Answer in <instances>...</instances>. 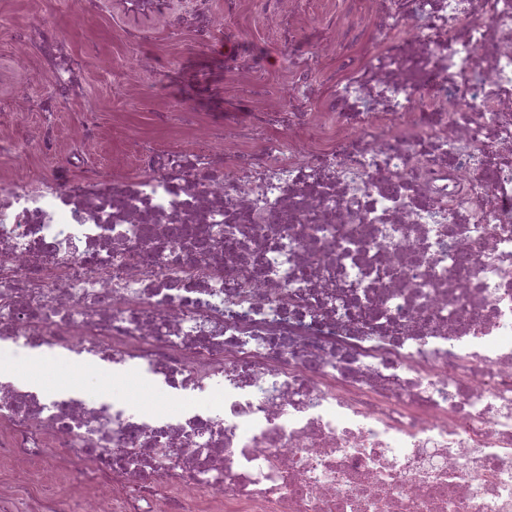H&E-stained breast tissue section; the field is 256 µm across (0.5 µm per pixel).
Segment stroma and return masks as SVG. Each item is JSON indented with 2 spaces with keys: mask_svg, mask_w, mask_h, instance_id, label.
Listing matches in <instances>:
<instances>
[{
  "mask_svg": "<svg viewBox=\"0 0 512 512\" xmlns=\"http://www.w3.org/2000/svg\"><path fill=\"white\" fill-rule=\"evenodd\" d=\"M38 20L54 24L68 50L83 59L82 91L58 109L55 122L62 136H71L81 112L95 106L102 116L104 137L92 147L91 156L104 171H111L132 150L129 142H113V121L125 122L136 134L154 131L157 112L219 116L227 110L245 112L255 105L253 99L230 91L235 61L224 49H205L189 35L171 32L160 18L129 19V26L140 29L144 40L137 47L127 45L111 16L88 13L84 0H0V71L10 70L12 34ZM142 51L157 56L163 66L138 75V99L131 103L121 93L119 80ZM168 60L175 61V68H165ZM36 382L46 389L77 383L92 394L115 393L137 413L172 416L181 408L180 402L168 399L143 376L116 374L108 367L84 373L71 363L56 364L40 371Z\"/></svg>",
  "mask_w": 512,
  "mask_h": 512,
  "instance_id": "obj_1",
  "label": "stroma"
}]
</instances>
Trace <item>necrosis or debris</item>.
<instances>
[{
  "mask_svg": "<svg viewBox=\"0 0 512 512\" xmlns=\"http://www.w3.org/2000/svg\"><path fill=\"white\" fill-rule=\"evenodd\" d=\"M172 1L120 14L206 47L238 20ZM306 5L250 0L275 100L240 64L260 107L183 113L190 148L138 135L109 174L96 110L51 125L80 75L56 28L14 35L0 158L63 161L0 173V343L224 398L168 418L1 382L0 464L55 448L79 481L0 512H512V0H350L299 49Z\"/></svg>",
  "mask_w": 512,
  "mask_h": 512,
  "instance_id": "1",
  "label": "necrosis or debris"
}]
</instances>
